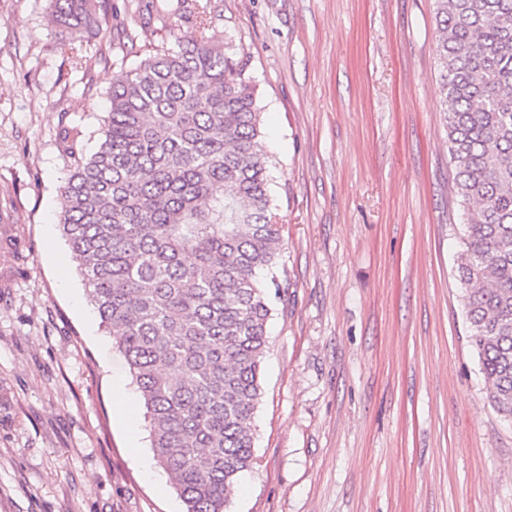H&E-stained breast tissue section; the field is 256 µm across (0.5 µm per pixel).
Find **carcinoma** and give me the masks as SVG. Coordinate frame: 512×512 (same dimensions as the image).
<instances>
[{"label":"carcinoma","instance_id":"1","mask_svg":"<svg viewBox=\"0 0 512 512\" xmlns=\"http://www.w3.org/2000/svg\"><path fill=\"white\" fill-rule=\"evenodd\" d=\"M97 26L96 0H53ZM115 75L94 152L74 156L60 224L146 408L185 512H226L256 463L251 422L281 288L272 163L246 60L215 42L211 0ZM465 321L489 398L512 421V0H434Z\"/></svg>","mask_w":512,"mask_h":512}]
</instances>
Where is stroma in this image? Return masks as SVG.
<instances>
[{
    "instance_id": "1",
    "label": "stroma",
    "mask_w": 512,
    "mask_h": 512,
    "mask_svg": "<svg viewBox=\"0 0 512 512\" xmlns=\"http://www.w3.org/2000/svg\"><path fill=\"white\" fill-rule=\"evenodd\" d=\"M248 59L287 279L273 300L256 463L226 512H512V423L460 301L433 0H211ZM0 0V512H185L140 392L58 226L114 75L189 30L182 0ZM53 7L63 23L81 32H91L97 26L96 0H53Z\"/></svg>"
}]
</instances>
